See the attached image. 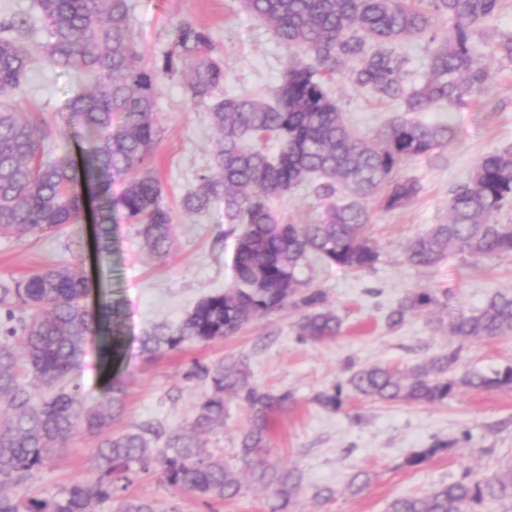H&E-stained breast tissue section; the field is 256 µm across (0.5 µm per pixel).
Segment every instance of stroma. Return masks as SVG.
<instances>
[{"instance_id": "obj_1", "label": "stroma", "mask_w": 512, "mask_h": 512, "mask_svg": "<svg viewBox=\"0 0 512 512\" xmlns=\"http://www.w3.org/2000/svg\"><path fill=\"white\" fill-rule=\"evenodd\" d=\"M137 29L146 56L161 58L170 48L173 23L189 17L211 34L215 53L224 58L227 96L271 95L278 86L286 49L274 33L242 6L241 0H135ZM512 32V0L487 19L475 37L492 70L488 90L466 108L440 106L423 113L428 122H448L454 136L439 157L422 158L403 168L417 179L420 193L407 208L386 211L366 199L368 231L380 251L374 268L352 272L317 260L305 262L300 276L325 292L330 308L343 320L335 339L300 340L298 314L284 308L251 322L235 335L209 344L147 356L140 338L159 324L176 325L194 303L223 290L234 279L231 259L234 237L224 234V206L186 216L179 207L199 173L212 161L216 131L208 112L192 101L180 77L165 79L155 112L163 128L154 153L166 203L177 210V249L167 259L151 256L140 244L134 225L114 215L109 251H94L91 224L69 226L39 238L0 237V279L33 273L50 265H69L94 275L89 304L109 300L122 313V354L113 376L126 386L124 410L113 431L148 422L169 430L190 425L207 385L195 378V365L237 360L251 383L273 392H288L293 402L270 416L269 459L294 470L302 483L293 512H388L402 495L421 493L451 483L464 473L480 474L512 462V393L459 388L448 402L415 405L373 401L347 393L343 407L327 411L315 395L352 371L380 364L407 372L432 356L459 350L456 376L489 372L512 364V335L463 342L453 336V316L471 314L501 290L512 291V257L475 260L453 253L438 266L422 270L405 261L407 245L431 225L446 222L451 190L464 182L476 161L512 147V63L494 50L501 34ZM76 77L65 68L38 60L23 89L22 100L38 109L52 128H59V109L74 94ZM331 90L359 135L370 136L399 112L397 102L379 100L356 90L338 75ZM427 289L437 303L424 314L411 315L396 329L385 317L406 293ZM104 370L97 337H88L76 371L88 405L102 398ZM223 425L200 436L201 450L235 465L240 433L252 411L227 397ZM444 442L448 448L422 467L408 466L413 453ZM95 437L78 434L65 450L44 464L33 479L18 488L21 496H53L90 477L89 450ZM362 474V491L350 489ZM328 497H321L322 489ZM126 496L156 503L159 512H270L272 489L242 478L239 495L205 501L174 491L155 473H130Z\"/></svg>"}]
</instances>
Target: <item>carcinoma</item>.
I'll return each instance as SVG.
<instances>
[{"label":"carcinoma","instance_id":"obj_1","mask_svg":"<svg viewBox=\"0 0 512 512\" xmlns=\"http://www.w3.org/2000/svg\"><path fill=\"white\" fill-rule=\"evenodd\" d=\"M246 10L274 32L289 51L280 84L270 99L219 95L224 60L212 55L210 33L190 18L169 30L171 49L148 61L135 24L134 0H35L37 15L0 21V235L39 237L84 220L95 204L97 247H109L108 221L121 212L136 225L144 248L164 260L174 253L175 214L164 201L151 167L162 129L155 102L163 81L183 78L191 99L211 114L220 138L211 165L181 200L189 214L205 213L224 201V220L236 243L234 281L198 300L177 326L158 325L141 338L145 354L207 344L243 326L291 307L299 312L297 333L323 342L338 336L342 319L326 306L325 293L299 278L310 257L357 271L370 269L379 251L365 234L370 221L361 200L378 199L389 211L411 205L418 183L399 171L448 147V123H426L422 112L447 103L461 108L487 91L491 71L474 41L477 28L502 0H242ZM453 21L440 35L435 18ZM38 27L49 41L29 43ZM429 36L434 47L426 78L406 86L407 60L393 44ZM54 61L94 83L75 93L59 113L60 123L80 129L81 161L70 146L50 149L51 127L42 114L12 100L35 60ZM347 72L349 81L379 99L398 101L402 111L373 137L359 136L330 93L328 83ZM124 185L112 196V184ZM305 187L321 202L318 217L283 222L276 203ZM512 203V149L489 153L448 199V222L412 240L406 262L439 265L452 250L475 260L512 256V224L493 219ZM90 279L70 266H47L0 281V512H156L147 499L121 495L133 467L156 471L170 488L203 499H226L241 489L238 471L275 487L272 512H290L299 479L265 456L266 411L284 409L291 394L273 393L249 382L236 360L196 367L208 392L187 429L165 432L147 423L112 435L120 416L124 382L108 379L103 399L89 407L73 382L82 343L103 334L105 363L112 371L121 347V311L110 302L88 305ZM436 305L427 290L408 292L392 307L388 327ZM452 333L462 341L512 335V292L493 293L475 313L459 315ZM460 350L428 359L409 373L372 365L346 381L358 395L380 401L442 404L459 386L511 392L512 365L490 374H452ZM255 409L238 439L239 469L205 455L197 435L224 423V395ZM323 408L343 406V386L318 392ZM98 437L90 449L92 477L53 497L14 499L5 486L26 483L73 435ZM166 436L164 448L152 443ZM512 500V465L479 478L465 474L426 492L397 497L388 512H490L488 504Z\"/></svg>","mask_w":512,"mask_h":512}]
</instances>
